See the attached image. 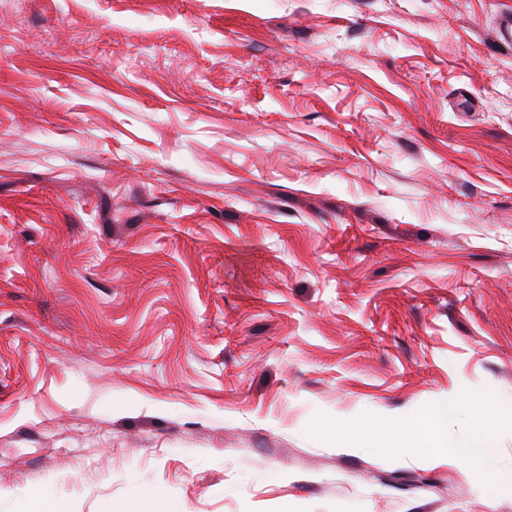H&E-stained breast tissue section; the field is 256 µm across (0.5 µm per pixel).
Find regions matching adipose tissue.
Instances as JSON below:
<instances>
[{
  "label": "adipose tissue",
  "instance_id": "ef3b65f1",
  "mask_svg": "<svg viewBox=\"0 0 512 512\" xmlns=\"http://www.w3.org/2000/svg\"><path fill=\"white\" fill-rule=\"evenodd\" d=\"M409 421V446L419 449L423 458H440L458 452L477 457L486 468L498 463L495 448L506 431L505 426L483 420L467 438L453 440L448 436V409L444 406L417 409L411 413Z\"/></svg>",
  "mask_w": 512,
  "mask_h": 512
}]
</instances>
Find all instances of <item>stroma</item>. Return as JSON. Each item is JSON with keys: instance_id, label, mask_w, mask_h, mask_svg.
<instances>
[{"instance_id": "stroma-1", "label": "stroma", "mask_w": 512, "mask_h": 512, "mask_svg": "<svg viewBox=\"0 0 512 512\" xmlns=\"http://www.w3.org/2000/svg\"><path fill=\"white\" fill-rule=\"evenodd\" d=\"M509 13L0 0V512H512ZM409 421L410 443L391 448L392 454L402 455L406 448H419L425 459L445 457L451 452L466 453L477 457L484 468L497 465L495 448L502 434L508 431V427L483 420L467 438L452 440L448 437V406L417 409L411 413Z\"/></svg>"}]
</instances>
